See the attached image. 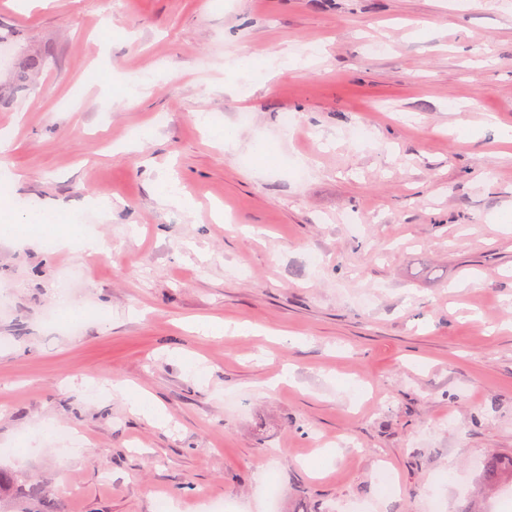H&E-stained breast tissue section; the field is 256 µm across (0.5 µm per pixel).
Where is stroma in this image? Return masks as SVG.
Returning a JSON list of instances; mask_svg holds the SVG:
<instances>
[{
    "label": "stroma",
    "instance_id": "stroma-1",
    "mask_svg": "<svg viewBox=\"0 0 512 512\" xmlns=\"http://www.w3.org/2000/svg\"><path fill=\"white\" fill-rule=\"evenodd\" d=\"M0 23L24 34L1 88L54 61L0 103V196L108 250L0 242V467L61 512H271L269 480L280 512H456L512 456V0H0ZM64 288L77 333L47 318ZM112 379L164 420L89 396ZM48 423L86 453L14 454ZM52 63L48 52H40L28 55L22 60L15 73V91H34L35 84L32 79L41 73Z\"/></svg>",
    "mask_w": 512,
    "mask_h": 512
}]
</instances>
